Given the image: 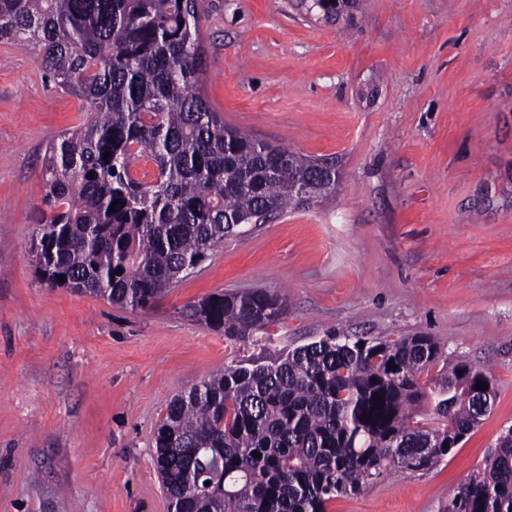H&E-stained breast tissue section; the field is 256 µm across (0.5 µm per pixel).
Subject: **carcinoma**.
<instances>
[{
    "label": "carcinoma",
    "instance_id": "1",
    "mask_svg": "<svg viewBox=\"0 0 512 512\" xmlns=\"http://www.w3.org/2000/svg\"><path fill=\"white\" fill-rule=\"evenodd\" d=\"M0 41L37 49L55 87L93 112L45 150L35 269L53 287L144 309L238 226L336 189L324 172L336 165L261 142L211 110L199 89L198 0H0ZM139 161L153 163V181L135 177ZM282 314L263 290L193 308L243 342ZM440 358L430 336L332 333L224 366L176 395L154 433L172 512H327L392 470L436 467L478 425L463 396L487 376ZM446 512H512V436Z\"/></svg>",
    "mask_w": 512,
    "mask_h": 512
}]
</instances>
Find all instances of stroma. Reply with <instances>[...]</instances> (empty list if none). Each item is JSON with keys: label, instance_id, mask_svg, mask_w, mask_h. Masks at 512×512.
<instances>
[{"label": "stroma", "instance_id": "obj_1", "mask_svg": "<svg viewBox=\"0 0 512 512\" xmlns=\"http://www.w3.org/2000/svg\"><path fill=\"white\" fill-rule=\"evenodd\" d=\"M201 91L226 125L341 173L335 192L225 237L149 310L52 288L31 244L45 149L88 111L37 49L0 43V512H171L153 435L225 363L320 339L427 334L489 371L491 411L444 462L327 512H445L512 428V0H202ZM280 297L252 340L191 314Z\"/></svg>", "mask_w": 512, "mask_h": 512}]
</instances>
